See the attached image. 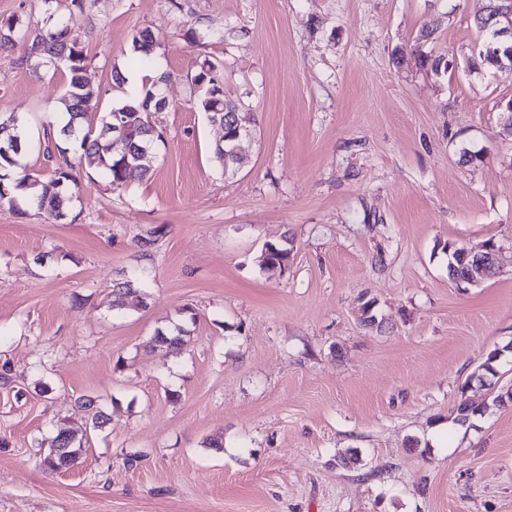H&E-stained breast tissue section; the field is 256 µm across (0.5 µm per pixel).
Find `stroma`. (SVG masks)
Instances as JSON below:
<instances>
[{
  "label": "stroma",
  "mask_w": 512,
  "mask_h": 512,
  "mask_svg": "<svg viewBox=\"0 0 512 512\" xmlns=\"http://www.w3.org/2000/svg\"><path fill=\"white\" fill-rule=\"evenodd\" d=\"M483 6L92 0L75 26L101 90L87 111L127 98L112 72L144 29L171 106L150 116L149 179L113 189L84 160L66 220L0 205V512H512V403H492L512 388V68H466ZM420 46L447 72L422 69ZM201 53L254 129L232 177L192 100ZM67 82L0 50V114L24 118L33 173ZM488 241L500 266L456 287L445 245ZM285 242L287 268H262ZM138 270L146 307L114 311ZM369 299L383 329L360 324ZM179 323L188 346L150 347ZM496 350L497 376L473 381ZM84 396L107 423L45 470L55 427L86 431ZM463 399L490 408L461 425Z\"/></svg>",
  "instance_id": "obj_1"
}]
</instances>
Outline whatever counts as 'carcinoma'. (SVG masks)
Here are the masks:
<instances>
[{
  "label": "carcinoma",
  "instance_id": "obj_1",
  "mask_svg": "<svg viewBox=\"0 0 512 512\" xmlns=\"http://www.w3.org/2000/svg\"><path fill=\"white\" fill-rule=\"evenodd\" d=\"M88 0H69L67 4L68 20L56 15V9L48 8L46 24L48 28L35 38H30L28 30L16 26L14 21L7 19L3 27L9 35L4 43H22L26 48L27 57L38 56L43 63L56 67L63 65L68 73V86L59 99L63 105L67 122L61 128L64 139L71 142L79 156L86 158L96 165L101 177L111 186H123L131 181H143L149 177V168L141 163L121 165V152L129 155L150 149L156 140L162 138V133L149 121L143 105L150 93L157 90L165 76L160 75L150 79L143 89V95L135 101H123L109 111L103 113L97 120H92L84 111V105L98 96L100 91L92 87L85 77L87 56L80 42L73 34V21L86 10ZM160 43L154 33L145 29L133 36L131 54L134 62L144 71L154 67L155 56ZM194 87V102L196 107L206 114L210 122L224 124L226 136L235 131L237 113L240 106L224 98V75L218 64L205 57L196 61V71L192 78ZM10 129L20 143L19 150L10 155L0 154V169L14 170L10 177H0V205L11 207L19 204V197L32 208L48 215L56 221L67 217L72 196L67 192V185L75 181L72 174L74 164L68 159L67 151L57 149L58 158L49 156V147H44V160L51 163L47 175H34L25 167L20 166L19 158L29 146L28 134L22 129L16 115L0 120V129ZM230 142L224 140L213 147V158L224 169V174L236 173L245 163L243 156L235 157L229 152ZM448 249V267L455 269L462 278H468L478 273V266L472 256H465V248L445 245ZM291 249L283 245H268V252L261 255V266L267 270H282L288 266ZM146 277L138 274L132 280L118 283L112 289L115 299L112 308L120 311L126 306V297L132 293V288L144 287ZM155 344H166L170 347L184 346L189 342L187 331L179 327L174 336L158 330L151 338ZM484 411L463 400L456 408L455 421L467 423L470 418ZM86 452V442L77 437V433L69 428H59L51 438L50 444L43 455V466L53 472L68 470Z\"/></svg>",
  "mask_w": 512,
  "mask_h": 512
}]
</instances>
